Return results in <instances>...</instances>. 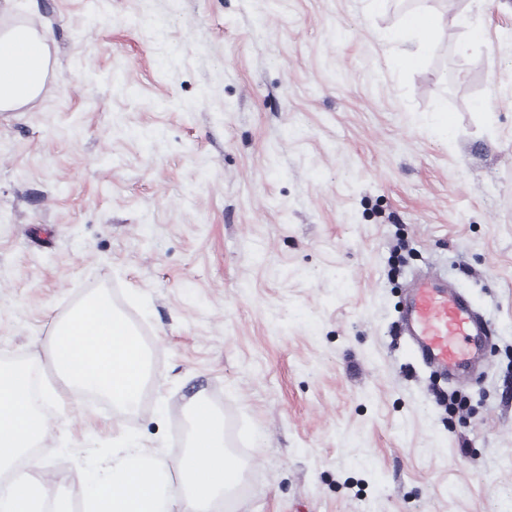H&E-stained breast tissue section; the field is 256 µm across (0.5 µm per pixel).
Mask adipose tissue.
Segmentation results:
<instances>
[{
    "label": "adipose tissue",
    "mask_w": 512,
    "mask_h": 512,
    "mask_svg": "<svg viewBox=\"0 0 512 512\" xmlns=\"http://www.w3.org/2000/svg\"><path fill=\"white\" fill-rule=\"evenodd\" d=\"M446 20L429 10L407 14L387 35L388 41L424 47ZM47 58L43 37L23 27L0 34V112H12L36 98L44 85ZM0 512H72L64 498L50 495L31 474H18L7 493H0Z\"/></svg>",
    "instance_id": "ef3b65f1"
}]
</instances>
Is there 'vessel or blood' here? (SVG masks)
Here are the masks:
<instances>
[{
    "instance_id": "vessel-or-blood-1",
    "label": "vessel or blood",
    "mask_w": 512,
    "mask_h": 512,
    "mask_svg": "<svg viewBox=\"0 0 512 512\" xmlns=\"http://www.w3.org/2000/svg\"><path fill=\"white\" fill-rule=\"evenodd\" d=\"M405 326L422 362L456 378L469 373L488 333L467 296L437 279L417 284Z\"/></svg>"
}]
</instances>
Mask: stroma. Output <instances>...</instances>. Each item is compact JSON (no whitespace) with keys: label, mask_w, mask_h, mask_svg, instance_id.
Returning <instances> with one entry per match:
<instances>
[{"label":"stroma","mask_w":512,"mask_h":512,"mask_svg":"<svg viewBox=\"0 0 512 512\" xmlns=\"http://www.w3.org/2000/svg\"><path fill=\"white\" fill-rule=\"evenodd\" d=\"M442 0H0L46 36L0 112V357L59 384L54 325L105 287L148 334L135 413L70 396L17 470L82 506L131 428L182 491L195 394L225 419L231 512H512V0H456L420 61L387 33ZM445 111L450 134L431 119ZM440 278L488 322L438 376L401 318Z\"/></svg>","instance_id":"1"}]
</instances>
